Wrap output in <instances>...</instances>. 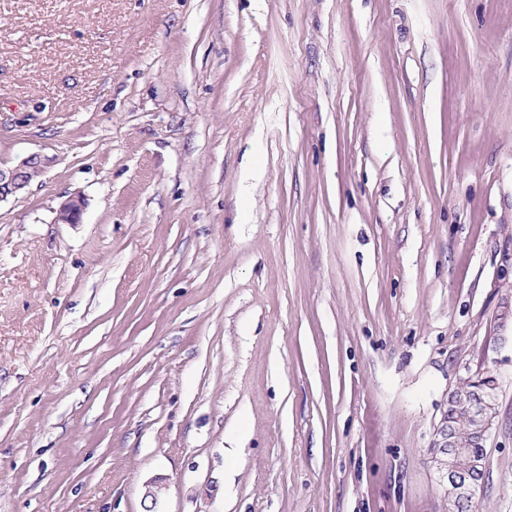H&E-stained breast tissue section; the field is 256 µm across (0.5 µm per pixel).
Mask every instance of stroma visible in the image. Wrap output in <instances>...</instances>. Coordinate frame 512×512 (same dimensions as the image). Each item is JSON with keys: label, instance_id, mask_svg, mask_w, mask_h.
I'll return each mask as SVG.
<instances>
[{"label": "stroma", "instance_id": "35a3bbf8", "mask_svg": "<svg viewBox=\"0 0 512 512\" xmlns=\"http://www.w3.org/2000/svg\"><path fill=\"white\" fill-rule=\"evenodd\" d=\"M31 153L0 512H448L487 370L474 504L512 512V0H0ZM85 208L84 200L79 196L71 197L60 206L57 221L63 224H78ZM489 376H477L471 381V387H457L448 393V415L459 410L470 412L475 420L472 438L483 447L490 431L498 424L500 412L491 403L486 387ZM497 416V418H496ZM496 418V419H495ZM452 427L448 420V491L451 495L453 504L461 501L470 500L474 497L475 492L480 484L474 479V475L480 471H484V462L475 456H466L463 453L456 452L455 448H460L459 439L468 441L470 420L464 413L455 415L452 418ZM459 438V439H458ZM473 502L467 501L459 512H473Z\"/></svg>", "mask_w": 512, "mask_h": 512}]
</instances>
